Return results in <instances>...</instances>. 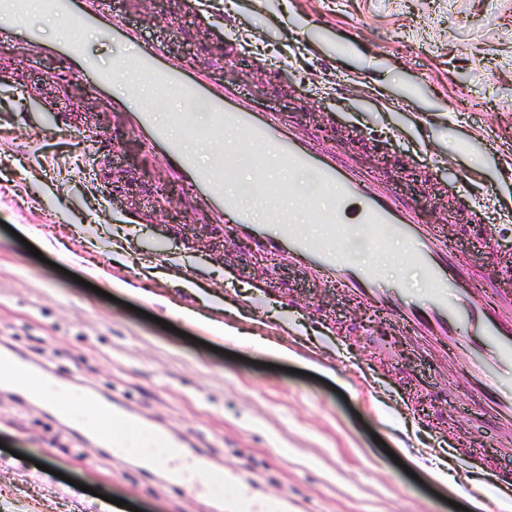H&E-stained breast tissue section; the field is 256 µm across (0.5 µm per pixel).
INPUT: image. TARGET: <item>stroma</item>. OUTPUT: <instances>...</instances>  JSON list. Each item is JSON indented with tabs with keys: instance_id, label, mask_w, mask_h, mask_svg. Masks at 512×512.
Wrapping results in <instances>:
<instances>
[{
	"instance_id": "1",
	"label": "stroma",
	"mask_w": 512,
	"mask_h": 512,
	"mask_svg": "<svg viewBox=\"0 0 512 512\" xmlns=\"http://www.w3.org/2000/svg\"><path fill=\"white\" fill-rule=\"evenodd\" d=\"M125 21L168 54L244 88L298 128L317 127L350 163L409 196L422 222L512 293V0H120ZM0 345L89 403L117 433L189 436L183 464L232 475L195 495L146 460L114 452L53 407L0 386V512H512L485 463L512 454L465 395L464 378L424 360L402 334L401 358L363 308L308 287L286 257L259 265L226 228L200 227L223 253L173 235L190 223L181 186L145 142L64 62L0 52ZM65 100L75 127L57 126ZM113 158L88 191L75 159L89 132ZM483 203L461 208L460 178ZM169 194L172 221L158 201ZM124 215L113 218L108 198ZM193 272L183 287L184 269ZM202 322L183 318V311ZM216 320L288 351L220 337ZM412 441L401 447L395 432ZM483 449L459 462L449 437ZM446 470L453 484L440 482Z\"/></svg>"
}]
</instances>
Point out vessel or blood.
Masks as SVG:
<instances>
[{"instance_id":"b4317fda","label":"vessel or blood","mask_w":512,"mask_h":512,"mask_svg":"<svg viewBox=\"0 0 512 512\" xmlns=\"http://www.w3.org/2000/svg\"><path fill=\"white\" fill-rule=\"evenodd\" d=\"M34 3L0 0V48L21 44L33 57L65 61L139 133L168 177L181 185L189 201L203 206L211 222L248 239L258 252L287 255L306 279L327 283L368 304L397 332L416 336L423 353L438 355L451 368L469 369L479 381L471 399L501 426L502 447L512 446V391H503L494 381L495 376L512 372V297L494 288H459L460 280L476 278L477 271L460 257L443 226L421 223L413 202L376 172L354 168L344 153L325 150L317 134L297 131L281 113L262 110L242 90L210 81L204 72L169 55L160 40L127 25L103 0H56L55 13L94 29L106 43L133 49L131 60H115L109 71L98 69L77 41L49 44L23 24V15L32 12ZM144 75L181 95L186 106H203L212 137L229 130L245 134L246 149L234 154L237 164L271 152L290 169L308 174L319 196H338L332 208H312L316 223L329 225L334 235H348L353 225L361 224L375 249H382L390 236L411 241L413 260L430 287L428 300L420 304L382 287L380 265L328 249L300 232L292 214L278 208L275 195L256 193L257 205L272 213L274 224L256 223L253 209L242 205L238 194L224 190L226 152L214 151L209 166L200 167L156 121V104L139 103Z\"/></svg>"}]
</instances>
